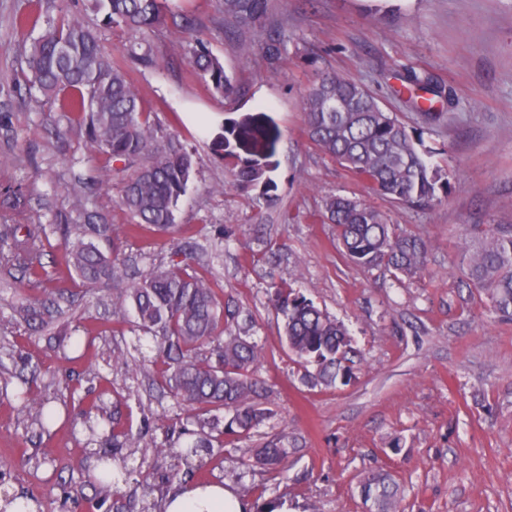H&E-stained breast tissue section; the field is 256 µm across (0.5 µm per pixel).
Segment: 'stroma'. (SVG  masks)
<instances>
[{
    "label": "stroma",
    "mask_w": 512,
    "mask_h": 512,
    "mask_svg": "<svg viewBox=\"0 0 512 512\" xmlns=\"http://www.w3.org/2000/svg\"><path fill=\"white\" fill-rule=\"evenodd\" d=\"M194 25L165 23L134 34L101 28L100 46L123 60L134 43H150L158 65L130 68L154 122L191 154L195 175L176 213L174 233L133 234L117 188L97 186L88 210L107 213L114 255L137 275L195 247L210 279L261 348L256 376L271 416L249 439L201 454L198 475H175L161 443L185 445L182 422L157 370L154 346L128 317L95 295L65 336L33 332L0 292V338L15 360L0 383L18 384L27 362L40 365L34 386L55 412L47 429L0 400V493L37 501L40 512H70L73 501L97 512H162L174 489L198 479L281 499L289 512H363L359 479L389 471L403 486L400 512H512V320L492 313L484 294L466 287L460 238L475 224H512V0H270L268 15L228 34L220 0H181ZM99 25L87 0H0V223L50 224L69 213L66 195L98 167L86 141L39 93L30 91L32 33L18 19L61 14ZM285 34L287 52L270 69L258 47L269 32ZM203 42L241 88L224 98L197 78L186 60ZM323 71L366 86L408 129L421 132L452 189L424 206L373 192L305 134L302 100ZM449 89L453 101L409 97L407 72ZM270 112L282 131L274 200L228 186L229 168L209 147L232 114ZM20 191L22 208L9 191ZM362 200L391 223L421 236L423 273L357 266L341 253L336 228L322 218L330 195ZM51 281L31 289L38 302L77 288L50 246ZM300 291L340 321L360 356L355 377L340 387L311 386L282 342L272 306L277 288ZM112 383L104 413H119L137 438L122 457L133 472L119 491L93 485L98 442L73 423L75 398H93L100 378ZM287 436V472L257 464L253 450Z\"/></svg>",
    "instance_id": "stroma-1"
}]
</instances>
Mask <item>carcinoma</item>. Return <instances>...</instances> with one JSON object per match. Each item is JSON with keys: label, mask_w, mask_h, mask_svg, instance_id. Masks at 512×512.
Returning a JSON list of instances; mask_svg holds the SVG:
<instances>
[{"label": "carcinoma", "mask_w": 512, "mask_h": 512, "mask_svg": "<svg viewBox=\"0 0 512 512\" xmlns=\"http://www.w3.org/2000/svg\"><path fill=\"white\" fill-rule=\"evenodd\" d=\"M101 26L140 31L166 20L182 29L190 21L175 13L170 0H90ZM226 29L236 33L260 22L268 0H221ZM269 64L276 65L286 48L272 34L262 45ZM131 63L143 69L156 66L152 48L137 42L128 50ZM189 64L211 90L226 98L236 93L233 76L220 59L199 44L189 50ZM29 88L37 89L67 119L74 121L86 142L101 156L99 180L120 188L119 202L138 228L169 232L175 211L194 174L191 155L150 119V110L134 89L124 64L106 56L96 28L78 18L63 15L49 21L32 39L28 52ZM410 91L440 97L442 88L428 78L409 72L403 77ZM307 135L331 159L347 167L371 188L410 205L429 203L448 194V181L425 156L430 151L420 138L385 111L379 100L361 83L343 75L325 74L308 90L302 105ZM280 128L270 113L257 110L224 120L212 149L230 165V184L256 190L274 199ZM323 216L336 226V236L346 257L362 267L384 266L393 274L412 275L425 267L427 244L417 235L400 231L387 216L356 199L330 195ZM55 235L62 245V260L87 292L102 289L112 306L133 311V326L156 338L153 363L176 404L195 412L198 429L185 430L191 440L171 447L178 462L190 465L201 453L223 444L221 436L250 437L269 416L262 407L263 387L255 377L261 357L258 344L247 330L224 324L234 312L213 288L202 263L170 261L148 269L140 279L125 283L123 269L103 246L112 243V223L105 214L90 224H0V265L19 271L22 277L40 281L48 276L42 257ZM468 255L470 285L486 295L490 310L512 319V224H490L478 236V246L468 235L461 238ZM273 306L283 320V337L289 352L314 386H346L353 379L351 363L358 356L348 331L312 300L292 288H279ZM15 312L28 325L42 329L56 321L44 316L34 302ZM39 369L22 378V390L0 397L17 403L18 410L45 426L46 402L32 391ZM225 411L230 417L218 429L206 415ZM85 427L96 434L100 425V401L85 404ZM105 447L98 452L101 474L94 483L117 488L112 472L113 449L135 441L117 418L105 422L99 434ZM292 449L284 437L256 449V462L273 470L288 465ZM363 503L374 512H397L399 485L388 473L369 471L359 483Z\"/></svg>", "instance_id": "1"}]
</instances>
